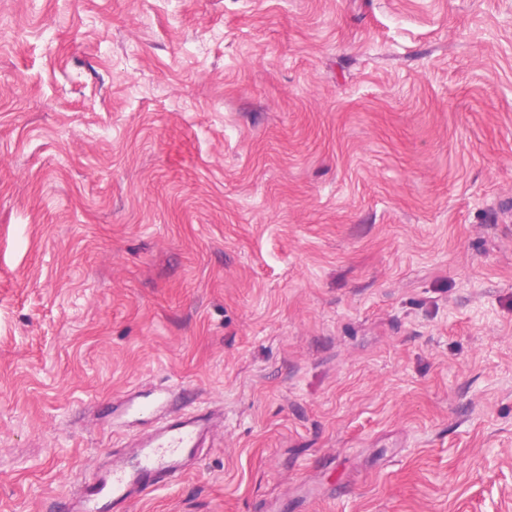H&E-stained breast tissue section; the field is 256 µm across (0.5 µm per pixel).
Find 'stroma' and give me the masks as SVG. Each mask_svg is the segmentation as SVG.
<instances>
[{
  "label": "stroma",
  "instance_id": "35a3bbf8",
  "mask_svg": "<svg viewBox=\"0 0 512 512\" xmlns=\"http://www.w3.org/2000/svg\"><path fill=\"white\" fill-rule=\"evenodd\" d=\"M512 512V0H0V512ZM203 438L197 417L165 422L141 445L132 462L113 467L106 479L84 485V511L112 510L135 496V489L144 492L177 484L184 473L183 459L195 454Z\"/></svg>",
  "mask_w": 512,
  "mask_h": 512
}]
</instances>
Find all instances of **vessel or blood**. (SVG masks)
Returning a JSON list of instances; mask_svg holds the SVG:
<instances>
[{"label": "vessel or blood", "instance_id": "b4317fda", "mask_svg": "<svg viewBox=\"0 0 512 512\" xmlns=\"http://www.w3.org/2000/svg\"><path fill=\"white\" fill-rule=\"evenodd\" d=\"M204 438L196 417L165 422L139 448L132 462L113 468L103 480L83 488L85 512H111L132 498L134 491L166 488L177 484L184 473L182 461L195 454Z\"/></svg>", "mask_w": 512, "mask_h": 512}]
</instances>
